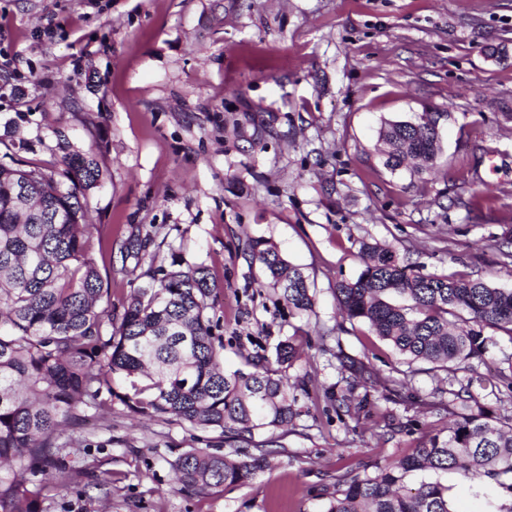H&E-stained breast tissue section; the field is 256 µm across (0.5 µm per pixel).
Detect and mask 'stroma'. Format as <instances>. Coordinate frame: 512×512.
<instances>
[{
	"label": "stroma",
	"instance_id": "obj_1",
	"mask_svg": "<svg viewBox=\"0 0 512 512\" xmlns=\"http://www.w3.org/2000/svg\"><path fill=\"white\" fill-rule=\"evenodd\" d=\"M424 112L441 115L434 167H384L382 123ZM62 132L102 169L88 203L112 238L113 311L150 265L204 264L225 369L293 336L305 388L279 465L212 495L177 489L169 462L228 451L225 436L114 408L67 447L95 488L50 490L45 512H323L336 474L397 461L447 426L421 407L447 372L343 319L334 286L359 274L368 241L512 289V0H0V162L59 165ZM133 234L152 239L138 260L121 252ZM258 237L309 275L313 314L266 285ZM493 336L459 378L510 408L493 380L512 337ZM341 353L402 381V405L379 397L358 428L340 421L325 391ZM441 480L452 512L500 502L494 486Z\"/></svg>",
	"mask_w": 512,
	"mask_h": 512
}]
</instances>
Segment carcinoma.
<instances>
[{
	"label": "carcinoma",
	"instance_id": "carcinoma-1",
	"mask_svg": "<svg viewBox=\"0 0 512 512\" xmlns=\"http://www.w3.org/2000/svg\"><path fill=\"white\" fill-rule=\"evenodd\" d=\"M439 114L381 128L384 166L433 162L441 149ZM65 149L58 169L0 163V512H44L46 491L65 489L87 474L66 460L61 436L85 422V411L128 413L191 428H210L253 446L224 454L188 448L170 461L184 489L210 495L254 481L274 468L280 451L258 437L272 435L298 415L288 371L299 357L291 336L274 357L247 359L250 370L224 371L223 343L213 333L209 300L217 289L203 264L149 268L119 314H112V273H102L91 242L87 195L102 170L88 153ZM150 239L124 243L139 258ZM252 259L268 286L299 315L313 312L309 278L271 241L252 240ZM363 268L336 283L342 317L365 322L406 363L422 361L455 374L472 370L493 344L485 329L512 334V290L481 278L424 273L378 243L361 244ZM345 386L326 392L338 417H359L371 391L385 400L397 381L380 382L358 359L338 357ZM430 409L452 418L395 463L336 475L324 489L325 512H452L448 485L413 472H453L496 485L512 512V410L493 411L468 387L441 389Z\"/></svg>",
	"mask_w": 512,
	"mask_h": 512
}]
</instances>
